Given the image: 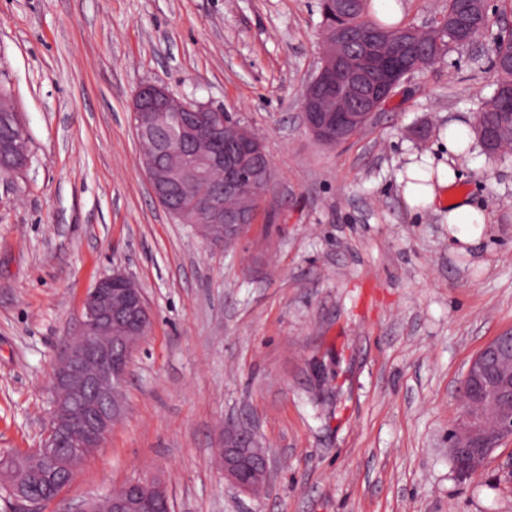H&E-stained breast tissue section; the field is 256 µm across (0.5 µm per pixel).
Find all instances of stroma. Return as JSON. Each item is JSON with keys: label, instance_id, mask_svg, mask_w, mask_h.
<instances>
[{"label": "stroma", "instance_id": "1", "mask_svg": "<svg viewBox=\"0 0 512 512\" xmlns=\"http://www.w3.org/2000/svg\"><path fill=\"white\" fill-rule=\"evenodd\" d=\"M319 0H0V88L32 162L0 177V454L37 448L52 374L97 280L123 272L152 310L125 414L43 512L160 476L173 512H512V440L457 481L448 431L469 361L512 329V154L471 145L456 183L485 209L469 244L453 198L410 206L407 167L436 173L450 126L497 79L469 46L396 88L329 148L299 96L318 66ZM153 81L237 113L273 182L234 243L153 198L130 116ZM248 424L271 464L259 496L224 479V428Z\"/></svg>", "mask_w": 512, "mask_h": 512}]
</instances>
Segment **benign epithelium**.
I'll return each instance as SVG.
<instances>
[{
  "label": "benign epithelium",
  "mask_w": 512,
  "mask_h": 512,
  "mask_svg": "<svg viewBox=\"0 0 512 512\" xmlns=\"http://www.w3.org/2000/svg\"><path fill=\"white\" fill-rule=\"evenodd\" d=\"M323 22L320 65L301 95L302 120L318 141L335 146L363 129L390 99L394 90L417 70L418 58L401 68L384 70L386 47L397 42L409 52L421 39L425 26L398 30H366ZM131 119L139 139H152L158 130L176 123L178 134L155 153H147L144 169L150 191L184 224L224 225L222 241L230 244L255 223L258 207L272 176L264 142L249 126L221 107L189 102L167 87L146 82L130 104ZM32 160L30 139L24 129L7 145L0 144V172L25 170ZM224 169V181L213 185L192 216L179 212L175 201L194 187L210 182L213 171ZM151 317L141 288L121 272L101 277L89 294L80 332L65 346L53 379L50 419L38 448L31 455L54 460L67 448L74 424L73 407L81 411L93 440L78 450L87 458L102 447L122 413L120 398L129 362L150 327ZM512 438V330L485 344L470 360L463 376L458 416L448 439V456L455 477L467 481L484 466L502 443ZM224 462V477L245 493L263 483L269 455L254 445L242 428L224 434V447L216 449ZM0 471L13 476L10 496L26 512H40L59 498L57 482L46 488L21 482L19 462L0 456ZM120 497L108 496L106 509L97 502L72 506L70 512H172L162 482L138 478L123 487Z\"/></svg>",
  "instance_id": "obj_1"
}]
</instances>
